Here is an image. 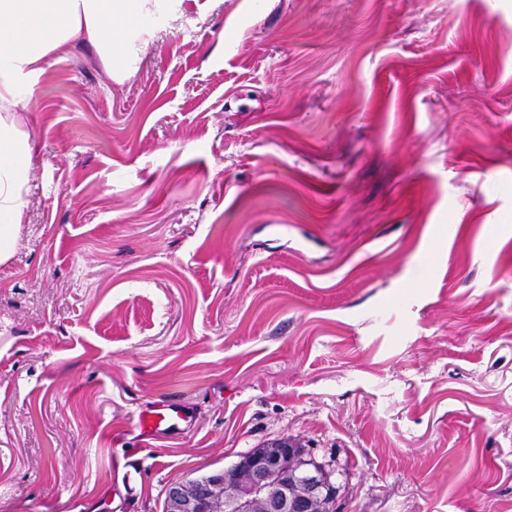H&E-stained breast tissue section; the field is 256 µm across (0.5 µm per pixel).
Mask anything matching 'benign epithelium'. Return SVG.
Here are the masks:
<instances>
[{"label": "benign epithelium", "mask_w": 512, "mask_h": 512, "mask_svg": "<svg viewBox=\"0 0 512 512\" xmlns=\"http://www.w3.org/2000/svg\"><path fill=\"white\" fill-rule=\"evenodd\" d=\"M296 442L285 438L271 451L245 454L221 469L166 490L167 512H315L326 499L321 474L291 469Z\"/></svg>", "instance_id": "7a95c632"}]
</instances>
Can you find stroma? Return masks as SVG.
Returning a JSON list of instances; mask_svg holds the SVG:
<instances>
[{"mask_svg": "<svg viewBox=\"0 0 512 512\" xmlns=\"http://www.w3.org/2000/svg\"><path fill=\"white\" fill-rule=\"evenodd\" d=\"M19 85L0 512H162L283 437L337 512H512V0H184L123 82ZM192 423L188 408L181 403L170 400L162 405L148 408L139 414L136 428L137 437L142 446H147L150 440L164 434H179Z\"/></svg>", "mask_w": 512, "mask_h": 512, "instance_id": "obj_1", "label": "stroma"}]
</instances>
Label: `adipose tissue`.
I'll use <instances>...</instances> for the list:
<instances>
[{
    "mask_svg": "<svg viewBox=\"0 0 512 512\" xmlns=\"http://www.w3.org/2000/svg\"><path fill=\"white\" fill-rule=\"evenodd\" d=\"M181 0H0V104L17 95L19 76L70 43L96 48L106 76L130 77L153 31L149 17L176 15ZM34 146L17 118L0 117V263L15 250Z\"/></svg>",
    "mask_w": 512,
    "mask_h": 512,
    "instance_id": "obj_1",
    "label": "adipose tissue"
}]
</instances>
